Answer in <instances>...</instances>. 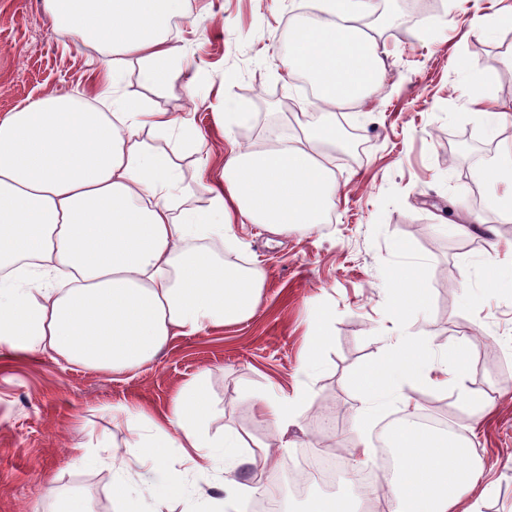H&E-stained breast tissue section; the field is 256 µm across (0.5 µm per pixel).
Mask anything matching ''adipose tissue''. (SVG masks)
I'll return each instance as SVG.
<instances>
[{
	"mask_svg": "<svg viewBox=\"0 0 512 512\" xmlns=\"http://www.w3.org/2000/svg\"><path fill=\"white\" fill-rule=\"evenodd\" d=\"M41 7L75 47L97 51L103 71L120 74L136 56L146 82L160 86L183 61L169 23L183 14L184 0H42ZM376 8V0H323L325 21L296 17L284 65L318 82L320 120L296 139L230 149L223 182L209 188L202 208L183 207V172L140 137L145 130L164 136L178 130L206 153L203 137L182 116L62 92L0 114V344L7 357L41 352L121 374L155 363L176 337L253 315L262 270L228 267L207 243L234 237L240 221L273 235L324 223L338 189L330 162L336 114L374 91L384 73L375 37L357 25ZM458 377V365L401 335L390 337L382 360L359 375V423L393 399L405 411L393 435L396 474L379 487L390 512H474L464 502L481 468L453 437L419 444L412 418L414 393L458 386ZM257 407L270 416L278 443L265 455L273 471L300 406L282 397L258 400ZM209 412L199 380L178 391L163 419L141 405L113 409V422L132 431L136 449L113 466L114 512H169L173 498L189 497V472L217 461L221 494L201 500L202 512H224L269 493L263 475L241 478V442L210 436ZM174 448L188 470L158 485L128 483L129 463L154 470Z\"/></svg>",
	"mask_w": 512,
	"mask_h": 512,
	"instance_id": "ef3b65f1",
	"label": "adipose tissue"
}]
</instances>
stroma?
Instances as JSON below:
<instances>
[{
	"instance_id": "obj_1",
	"label": "stroma",
	"mask_w": 512,
	"mask_h": 512,
	"mask_svg": "<svg viewBox=\"0 0 512 512\" xmlns=\"http://www.w3.org/2000/svg\"><path fill=\"white\" fill-rule=\"evenodd\" d=\"M393 15L375 34L387 54L377 91L339 117L354 130L348 159L333 168L340 187L329 221L274 236L240 224L218 252L263 268L262 302L240 323L177 338L153 364L112 375L50 356L0 360V512H54L58 497L85 495L93 512H113L112 464L84 468L71 450L83 443L124 447L130 432L112 422L113 408L142 403L165 415L175 393L203 380L210 397V434L244 442L245 475L265 471L271 425L256 396L299 399L285 463L300 448H330L344 459L331 494L347 501L359 490L350 454L358 441V373L381 354L393 325L448 358L463 362V387L494 408L473 423L458 389L415 394L443 404L484 476L473 496L479 512H512V230H503L490 191L474 171L512 146V115L488 136L480 115L487 101L512 111V28L484 36L476 16L512 10V0H442L432 28L414 21L407 0H388ZM317 0H188L171 36L190 69H174L160 87L129 59L117 83L97 76L96 52L75 48L54 31L41 0H0V113L42 95L88 97L108 88L127 101L189 118L211 148L202 182L187 206L204 203L221 180L231 146L263 144L305 123L311 101L282 67L293 15ZM225 112H249L223 128ZM476 218L462 228L460 206ZM416 268L424 306L397 315V281ZM326 314L327 344L314 349L316 319ZM315 366H308L309 355Z\"/></svg>"
}]
</instances>
